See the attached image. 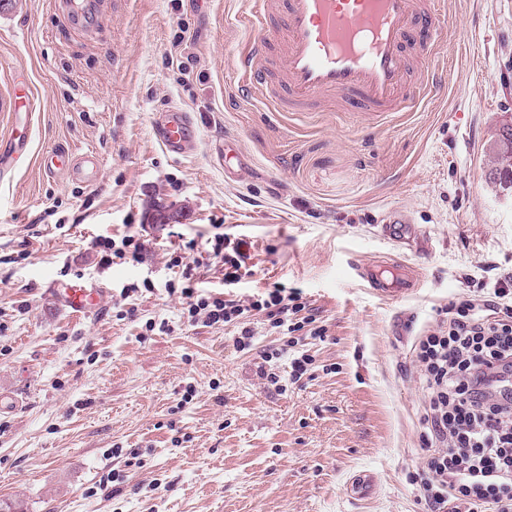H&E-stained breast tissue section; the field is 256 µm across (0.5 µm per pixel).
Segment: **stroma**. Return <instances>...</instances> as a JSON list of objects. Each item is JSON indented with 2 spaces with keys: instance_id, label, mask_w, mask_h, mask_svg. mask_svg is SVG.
<instances>
[{
  "instance_id": "1",
  "label": "stroma",
  "mask_w": 512,
  "mask_h": 512,
  "mask_svg": "<svg viewBox=\"0 0 512 512\" xmlns=\"http://www.w3.org/2000/svg\"><path fill=\"white\" fill-rule=\"evenodd\" d=\"M251 8L103 0L78 22L62 0L0 6V101L25 89L31 114L24 126L0 109V150L28 140L0 178V393L22 401L0 411V500L22 512L424 510L407 478L423 455L413 350L449 302L512 277V187L489 178L512 124V0H445L420 70L432 91L394 115L242 100L234 61ZM181 35L193 56L183 71L169 61ZM173 106L198 128L186 157L152 132ZM55 149L95 151L96 185L45 173ZM400 205L415 235L396 249L379 221ZM161 208L183 217L152 228ZM132 225L146 229L138 261L100 268L93 239ZM218 234L245 244L230 289L207 253ZM176 252L198 261L208 291L301 292L327 334L300 338L295 352L312 360L300 381L264 314L187 322L166 289ZM354 256L386 275L395 261L415 266L420 286L384 299L350 275ZM71 278L102 289L97 313L74 315L51 293ZM264 352L272 387L257 375ZM356 469L376 473L370 498L347 494Z\"/></svg>"
}]
</instances>
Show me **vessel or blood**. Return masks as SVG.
I'll return each instance as SVG.
<instances>
[{"mask_svg":"<svg viewBox=\"0 0 512 512\" xmlns=\"http://www.w3.org/2000/svg\"><path fill=\"white\" fill-rule=\"evenodd\" d=\"M442 0H253L254 36L238 54L242 98L263 96L278 112H308L324 98L335 112H404L430 90L411 81L414 62L434 49ZM154 131L164 149L182 156L194 149L197 130L182 109L163 112ZM44 171L69 172L73 181L95 185L99 157L53 150ZM350 271L379 295L399 298L417 278L396 270L383 278L358 259ZM75 314L94 310L101 289L80 281L54 286Z\"/></svg>","mask_w":512,"mask_h":512,"instance_id":"vessel-or-blood-1","label":"vessel or blood"}]
</instances>
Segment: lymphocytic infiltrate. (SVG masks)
Masks as SVG:
<instances>
[{"label": "lymphocytic infiltrate", "instance_id": "f902f5d3", "mask_svg": "<svg viewBox=\"0 0 512 512\" xmlns=\"http://www.w3.org/2000/svg\"><path fill=\"white\" fill-rule=\"evenodd\" d=\"M177 265L181 272L167 291L183 301L189 323L219 328L256 311L283 336L326 333L307 316L299 292L276 284L243 301L205 293L196 262L183 258ZM511 295L509 276L491 298L450 302L446 322L415 346L426 393L418 486L428 512H512Z\"/></svg>", "mask_w": 512, "mask_h": 512}]
</instances>
